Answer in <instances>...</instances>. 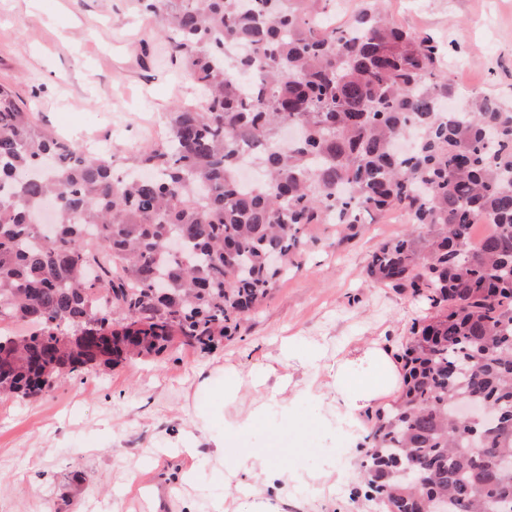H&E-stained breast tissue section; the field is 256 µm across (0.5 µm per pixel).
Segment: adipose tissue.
<instances>
[{
	"label": "adipose tissue",
	"mask_w": 512,
	"mask_h": 512,
	"mask_svg": "<svg viewBox=\"0 0 512 512\" xmlns=\"http://www.w3.org/2000/svg\"><path fill=\"white\" fill-rule=\"evenodd\" d=\"M322 343L301 347L291 337L282 338L275 366L256 372L242 365L229 366L233 380L213 388L212 411H220L222 426L211 429L210 413L198 416L196 435L182 441L179 450L195 457L207 450L224 469L225 483L233 484V500L218 497L212 512H282L281 505L303 485L314 487L317 504L334 493L344 473L336 465L317 472L301 470L292 457L273 448H240L239 443L260 421L267 406H277L296 429L293 412L303 401L315 400L320 428H340L349 447H357L366 432L368 410L398 396L402 364L393 349L380 339L350 341L326 362Z\"/></svg>",
	"instance_id": "1"
}]
</instances>
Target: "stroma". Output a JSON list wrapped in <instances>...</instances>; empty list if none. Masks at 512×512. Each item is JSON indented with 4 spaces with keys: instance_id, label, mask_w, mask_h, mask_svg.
I'll return each mask as SVG.
<instances>
[{
    "instance_id": "stroma-1",
    "label": "stroma",
    "mask_w": 512,
    "mask_h": 512,
    "mask_svg": "<svg viewBox=\"0 0 512 512\" xmlns=\"http://www.w3.org/2000/svg\"><path fill=\"white\" fill-rule=\"evenodd\" d=\"M383 8L434 38L449 81L512 102V0H384ZM0 84L41 128L119 170L152 129L167 132L174 107L199 100L139 0H0ZM407 229L392 212L340 245L335 227H313L300 267L231 338L205 350L177 340L158 355L65 373L35 397L0 398V512H210L226 492L211 480L214 460L175 451L209 407L201 378L243 360L264 370L284 336L322 341L331 355L354 338L398 347L427 305L364 270L381 243ZM278 432L299 443L307 471L364 459L337 430L283 433L275 407L244 444L266 447ZM189 467L197 486L179 483Z\"/></svg>"
}]
</instances>
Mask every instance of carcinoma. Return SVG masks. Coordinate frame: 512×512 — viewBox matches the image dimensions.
Here are the masks:
<instances>
[{"label": "carcinoma", "mask_w": 512, "mask_h": 512, "mask_svg": "<svg viewBox=\"0 0 512 512\" xmlns=\"http://www.w3.org/2000/svg\"><path fill=\"white\" fill-rule=\"evenodd\" d=\"M333 0H144L202 101L171 113L168 138L136 154L142 176L46 133L0 84V347L45 340L122 309L99 352L61 363L158 355L178 333L207 346L298 266L315 224L355 238L367 216L404 213L366 277L411 290L429 313L397 349L403 387L369 414L364 499L387 512H512V107L454 92L428 35L368 6L344 26ZM242 42L252 52L224 66ZM260 170L241 185L244 155ZM482 220L495 233L475 239ZM45 365L0 380L33 396ZM494 423L459 419L465 403ZM460 432L474 444L460 445ZM422 480L425 508L404 471Z\"/></svg>", "instance_id": "obj_1"}]
</instances>
